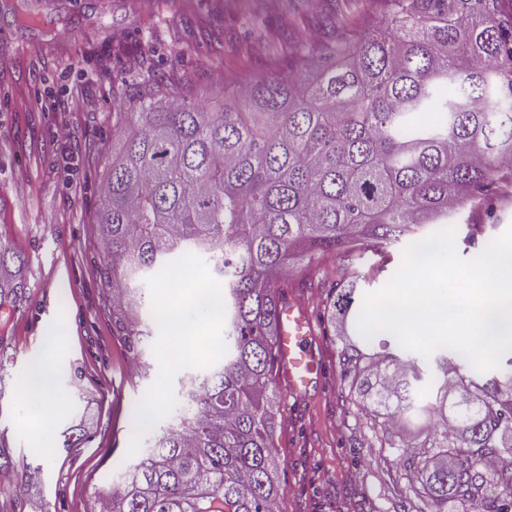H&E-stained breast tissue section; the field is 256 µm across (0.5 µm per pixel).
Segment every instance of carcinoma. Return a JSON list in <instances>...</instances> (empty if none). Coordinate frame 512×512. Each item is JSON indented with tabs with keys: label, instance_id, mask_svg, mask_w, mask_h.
<instances>
[{
	"label": "carcinoma",
	"instance_id": "cac0c4a2",
	"mask_svg": "<svg viewBox=\"0 0 512 512\" xmlns=\"http://www.w3.org/2000/svg\"><path fill=\"white\" fill-rule=\"evenodd\" d=\"M387 19L296 49L293 74L262 75L233 103L138 95V123L96 215L112 323L135 359L161 324L138 317V279L174 255L224 278V359L183 393L187 409L153 437L90 512H276V328L288 280L319 253L417 242L473 202L495 199L512 161V15L504 0H379ZM24 259L0 246V304L26 287ZM360 274L329 284L342 330L340 381L395 467L409 512L498 494L512 512V357L490 378L453 349L424 357L365 339ZM453 430H448V426Z\"/></svg>",
	"mask_w": 512,
	"mask_h": 512
}]
</instances>
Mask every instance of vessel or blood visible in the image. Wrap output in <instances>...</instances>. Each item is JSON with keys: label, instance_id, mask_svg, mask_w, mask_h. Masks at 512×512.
<instances>
[{"label": "vessel or blood", "instance_id": "vessel-or-blood-1", "mask_svg": "<svg viewBox=\"0 0 512 512\" xmlns=\"http://www.w3.org/2000/svg\"><path fill=\"white\" fill-rule=\"evenodd\" d=\"M313 335L309 313L297 304H288L279 316L277 343L281 371L292 393H305L321 373L322 357L311 344Z\"/></svg>", "mask_w": 512, "mask_h": 512}]
</instances>
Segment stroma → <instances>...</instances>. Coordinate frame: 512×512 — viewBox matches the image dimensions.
<instances>
[{"label": "stroma", "instance_id": "obj_1", "mask_svg": "<svg viewBox=\"0 0 512 512\" xmlns=\"http://www.w3.org/2000/svg\"><path fill=\"white\" fill-rule=\"evenodd\" d=\"M377 0H0V243L23 256L27 288L0 307V512H89L92 486L120 478L154 430L183 407L189 376L203 373L219 351L223 324L198 330L189 354L175 361L154 330L142 346L149 365L140 377L133 355L112 326V299L102 286V252L95 212L112 166L116 114L135 111L144 78L166 72L168 89H191L210 104L226 89L260 73L287 70L307 34L330 24L361 32L380 21ZM127 79L120 82L116 71ZM65 101L63 112L42 108ZM66 120L74 137L56 141ZM461 258L476 257L485 240L512 227V185L492 206L470 205L450 218ZM402 246L327 256L316 278L367 274L364 292L380 290L402 263ZM171 273L144 279L143 319L159 306L185 301L224 281L203 259L177 256ZM326 291L294 283L292 302L315 318L314 345L323 372L309 390L290 394L277 381L276 474L279 512H406L393 469L353 397L342 389V344L320 322ZM55 371L60 405L22 407L26 358ZM158 399L153 431L135 433L132 411ZM48 425L34 442L30 417ZM74 447H64L65 436ZM42 476L27 495L15 487L33 467Z\"/></svg>", "mask_w": 512, "mask_h": 512}]
</instances>
